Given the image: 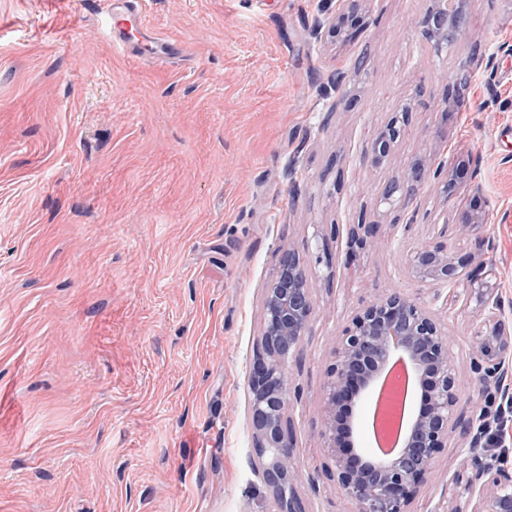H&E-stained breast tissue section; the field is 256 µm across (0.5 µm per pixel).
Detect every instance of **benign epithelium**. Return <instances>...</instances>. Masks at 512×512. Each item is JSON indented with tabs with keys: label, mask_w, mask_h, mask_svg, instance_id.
<instances>
[{
	"label": "benign epithelium",
	"mask_w": 512,
	"mask_h": 512,
	"mask_svg": "<svg viewBox=\"0 0 512 512\" xmlns=\"http://www.w3.org/2000/svg\"><path fill=\"white\" fill-rule=\"evenodd\" d=\"M347 9L336 16L332 34L345 37L346 25L360 0H346ZM465 2L448 8V0H435L420 25L437 48L449 47L463 24ZM411 106L406 104L372 140L374 162L379 164L401 139ZM427 168L415 162L384 189L380 203L391 205L422 183ZM448 198L457 205V225L466 231L483 223L482 215L464 207L469 185L456 168L432 171ZM412 271L425 286H452L463 270L443 244L423 242L410 255ZM313 296L304 258L292 249L281 252L263 298L261 350L250 375L253 448L263 480L280 504L281 512H306L295 487L296 455L292 441L290 360L300 351L310 325ZM475 347L484 357L478 381L497 380L512 353V325L504 316L500 298L485 302V318L475 336ZM336 363L328 369L324 397V447L335 461L336 480L355 512H407V506L429 475L431 462L448 447L457 427L471 436L457 456L468 464L456 465L448 495L456 501L452 512H512V471L487 461L482 454V431L490 422L488 412L463 389L452 374L451 350L435 315L419 298L388 289L369 301L336 337ZM405 361L418 375L426 402L408 418L403 446L390 461L364 457L356 464L345 454L343 431L337 413L347 402L362 404L376 390L387 366ZM468 420L454 416L460 406Z\"/></svg>",
	"instance_id": "benign-epithelium-1"
}]
</instances>
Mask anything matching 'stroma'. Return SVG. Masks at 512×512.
Segmentation results:
<instances>
[{
    "label": "stroma",
    "instance_id": "35a3bbf8",
    "mask_svg": "<svg viewBox=\"0 0 512 512\" xmlns=\"http://www.w3.org/2000/svg\"><path fill=\"white\" fill-rule=\"evenodd\" d=\"M145 2L176 54L114 52L92 0H0V512H279L249 373L280 252L320 241L330 265L308 268L290 364L295 486L307 512H348L321 437L336 337L385 289L431 300L408 259L443 236L466 271L491 264L512 305V0H467L446 51L420 25L431 0H362L345 40L330 32L342 0ZM429 156L467 168L482 224H447L430 177L375 209ZM359 223L376 227L362 247ZM441 294L464 384L484 304L466 280ZM456 453L436 455L410 512L442 499ZM410 104H405L396 115L372 140L371 149L374 162L379 164L389 155L395 143L401 139L409 119Z\"/></svg>",
    "mask_w": 512,
    "mask_h": 512
}]
</instances>
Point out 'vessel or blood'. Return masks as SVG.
I'll return each mask as SVG.
<instances>
[{
	"mask_svg": "<svg viewBox=\"0 0 512 512\" xmlns=\"http://www.w3.org/2000/svg\"><path fill=\"white\" fill-rule=\"evenodd\" d=\"M104 27L116 51H131L144 58L153 57L155 33L148 27L142 0H99Z\"/></svg>",
	"mask_w": 512,
	"mask_h": 512,
	"instance_id": "vessel-or-blood-1",
	"label": "vessel or blood"
}]
</instances>
